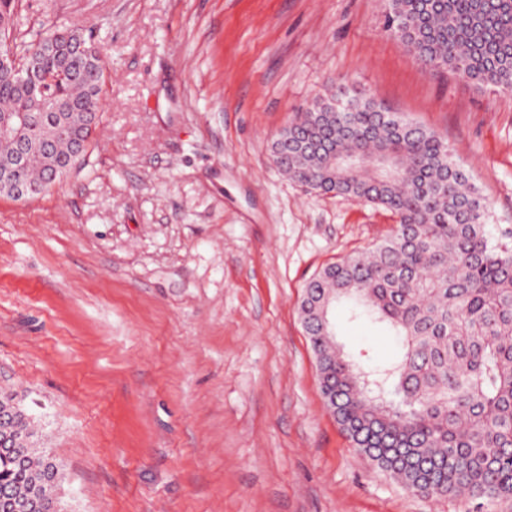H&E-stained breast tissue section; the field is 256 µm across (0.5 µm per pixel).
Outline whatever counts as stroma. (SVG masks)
Instances as JSON below:
<instances>
[{
  "mask_svg": "<svg viewBox=\"0 0 512 512\" xmlns=\"http://www.w3.org/2000/svg\"><path fill=\"white\" fill-rule=\"evenodd\" d=\"M385 0H22L91 33L112 82L84 164L0 196V391L65 480L62 512H512L407 493L326 409L303 285L385 239L383 207L278 171L277 134L333 83L447 140L512 227V95L425 71ZM351 354L396 339L335 309Z\"/></svg>",
  "mask_w": 512,
  "mask_h": 512,
  "instance_id": "1",
  "label": "stroma"
}]
</instances>
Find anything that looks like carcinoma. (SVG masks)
Instances as JSON below:
<instances>
[{
	"mask_svg": "<svg viewBox=\"0 0 512 512\" xmlns=\"http://www.w3.org/2000/svg\"><path fill=\"white\" fill-rule=\"evenodd\" d=\"M386 31L419 65L478 87L512 92V0H387ZM53 33L68 48L39 50ZM0 48L34 74L24 90L0 72V117L48 106L55 120L15 136L23 176L37 180L91 143L105 99L106 60L78 27L20 32L19 0H0ZM277 167L315 193L381 205L398 217L379 245L323 267L304 286L299 313L319 356L323 400L355 448L407 492L512 499V242L492 237L489 204L434 131L392 111L366 87L336 83L272 142ZM383 325L400 337L394 361L364 370L336 339L330 314ZM5 448L0 512L48 501L61 480L27 433L30 420L0 391Z\"/></svg>",
	"mask_w": 512,
	"mask_h": 512,
	"instance_id": "carcinoma-1",
	"label": "carcinoma"
}]
</instances>
